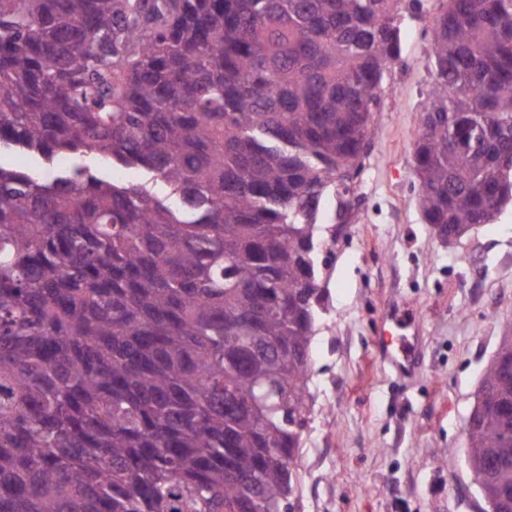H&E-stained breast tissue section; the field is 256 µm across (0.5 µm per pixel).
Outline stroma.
Instances as JSON below:
<instances>
[{"mask_svg":"<svg viewBox=\"0 0 512 512\" xmlns=\"http://www.w3.org/2000/svg\"><path fill=\"white\" fill-rule=\"evenodd\" d=\"M432 7L405 12L401 56L385 73L349 220L322 204L319 276L327 308L311 348V418L292 512H485L466 463V424L487 365L512 335V204L445 240L419 207L414 148L434 79ZM414 338L399 375L373 347L388 311ZM452 464H444V452Z\"/></svg>","mask_w":512,"mask_h":512,"instance_id":"35a3bbf8","label":"stroma"}]
</instances>
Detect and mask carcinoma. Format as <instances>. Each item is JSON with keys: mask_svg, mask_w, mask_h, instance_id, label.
Here are the masks:
<instances>
[{"mask_svg": "<svg viewBox=\"0 0 512 512\" xmlns=\"http://www.w3.org/2000/svg\"><path fill=\"white\" fill-rule=\"evenodd\" d=\"M403 2L0 0V150L54 167L0 165V512L291 510L321 205L361 170ZM438 2L414 161L459 236L512 202V0ZM498 353L466 438L512 500ZM2 165L6 168L17 169L30 173H43L42 160L36 153H18L14 151H3L1 157Z\"/></svg>", "mask_w": 512, "mask_h": 512, "instance_id": "1", "label": "carcinoma"}]
</instances>
